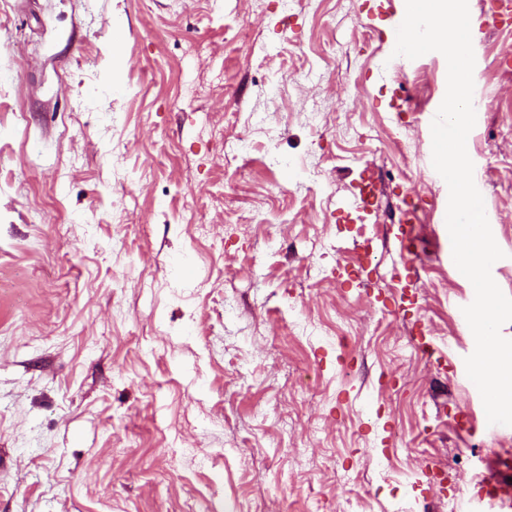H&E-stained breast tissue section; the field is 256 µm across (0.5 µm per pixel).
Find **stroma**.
<instances>
[{
	"mask_svg": "<svg viewBox=\"0 0 512 512\" xmlns=\"http://www.w3.org/2000/svg\"><path fill=\"white\" fill-rule=\"evenodd\" d=\"M364 3L0 0V512H512L474 481L512 477V435L409 339L473 350L428 170L447 62L394 68ZM510 43L474 41L475 93L512 97ZM470 158L512 296V111ZM377 195V179L372 173V168L367 166L362 172L360 181L354 186L351 212L359 214L358 218L366 221L375 205ZM413 224H416L415 213L406 212L403 215L402 224L397 225V232L394 235L403 259H406V254L412 251L416 241Z\"/></svg>",
	"mask_w": 512,
	"mask_h": 512,
	"instance_id": "stroma-1",
	"label": "stroma"
}]
</instances>
